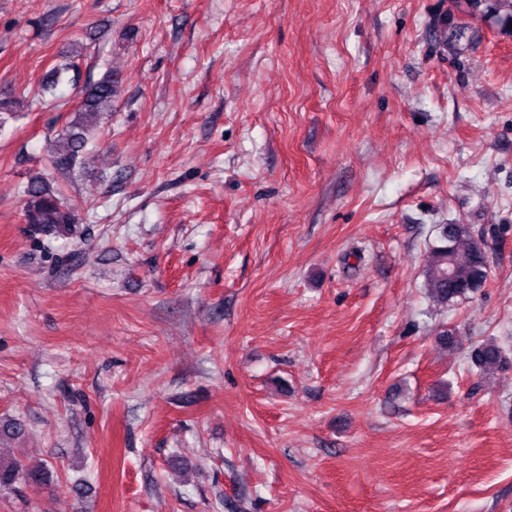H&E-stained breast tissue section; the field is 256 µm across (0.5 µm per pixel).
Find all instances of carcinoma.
<instances>
[{"instance_id":"obj_1","label":"carcinoma","mask_w":512,"mask_h":512,"mask_svg":"<svg viewBox=\"0 0 512 512\" xmlns=\"http://www.w3.org/2000/svg\"><path fill=\"white\" fill-rule=\"evenodd\" d=\"M461 12L471 18L512 34V0H454ZM75 68L69 62L53 68L45 85L55 91L63 77ZM115 80L112 71L97 80H88L80 88V107L74 120L57 134L51 144L50 168L73 172L82 163L88 143L89 118L112 109ZM27 222L36 228L78 223V214L66 206L60 191L54 189L45 174L30 179L25 190ZM488 279V258L482 242L468 224H443L437 244L430 249L425 271L424 288L436 303L447 306L485 287ZM472 362L481 372L502 368L508 363L503 347L495 342L476 346ZM44 485V471L31 470L17 459H0V492L12 491L17 485Z\"/></svg>"}]
</instances>
